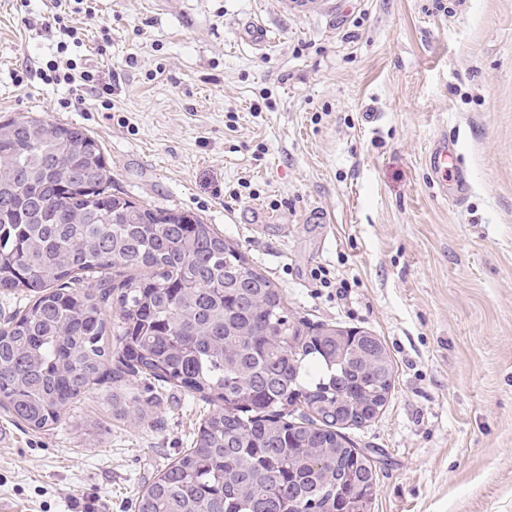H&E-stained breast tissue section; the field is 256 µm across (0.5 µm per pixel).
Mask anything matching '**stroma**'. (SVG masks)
I'll return each mask as SVG.
<instances>
[{
    "instance_id": "stroma-1",
    "label": "stroma",
    "mask_w": 512,
    "mask_h": 512,
    "mask_svg": "<svg viewBox=\"0 0 512 512\" xmlns=\"http://www.w3.org/2000/svg\"><path fill=\"white\" fill-rule=\"evenodd\" d=\"M51 9L0 0V120L83 127L113 192L213 225L293 317L381 338L387 404L347 432L376 453L372 512H512V0H97L66 16V55L112 83L107 109L41 81L64 41ZM443 136L459 200L426 165ZM122 390L144 417L116 414L109 383L36 432L0 408V503L136 512L212 406Z\"/></svg>"
}]
</instances>
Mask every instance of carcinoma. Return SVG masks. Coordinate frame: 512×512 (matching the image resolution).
Wrapping results in <instances>:
<instances>
[{
	"instance_id": "obj_1",
	"label": "carcinoma",
	"mask_w": 512,
	"mask_h": 512,
	"mask_svg": "<svg viewBox=\"0 0 512 512\" xmlns=\"http://www.w3.org/2000/svg\"><path fill=\"white\" fill-rule=\"evenodd\" d=\"M103 158L76 125L0 122V292L24 300L0 327V405L39 431L95 386L152 379L216 409L137 512H371L375 460L344 430L387 402L382 340L295 319L213 225L112 193Z\"/></svg>"
}]
</instances>
